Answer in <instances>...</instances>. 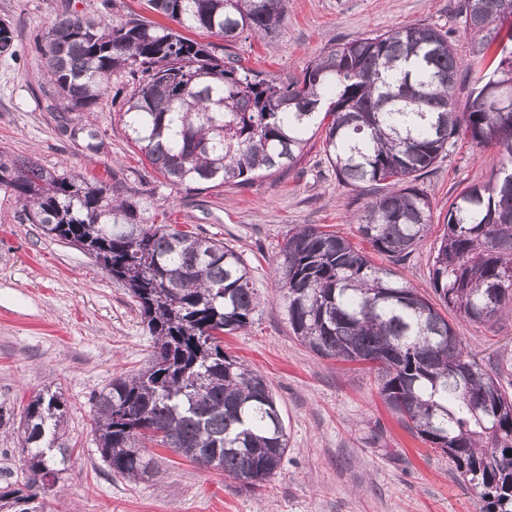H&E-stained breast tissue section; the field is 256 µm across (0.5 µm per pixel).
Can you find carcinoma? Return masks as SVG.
Listing matches in <instances>:
<instances>
[{"label": "carcinoma", "instance_id": "obj_1", "mask_svg": "<svg viewBox=\"0 0 512 512\" xmlns=\"http://www.w3.org/2000/svg\"><path fill=\"white\" fill-rule=\"evenodd\" d=\"M184 30L237 40L278 28L285 0H150ZM512 0H459L476 39L478 77L463 109L455 100L462 59L449 33L411 25L330 47L302 77L277 82L163 24L97 23L62 16L45 37L47 72L68 113L88 112L112 73L138 76L118 113L127 134L169 185L243 186L297 165L324 131L323 149L342 183L374 189L358 231L379 255L403 262L432 227L418 181L459 139L502 152L500 168L448 207L432 258L440 305L474 323L512 312ZM0 188L49 236L95 257L134 299L154 339L144 368L112 379L91 399L99 452L129 481L154 470L147 444L172 448L263 487L288 453L267 379L224 352V334L246 329L258 301L247 267L213 237L154 224L147 207L113 186L0 154ZM276 283L296 339L322 358L374 371L384 404L448 455L483 512H512V398L464 348L438 306L346 238L315 224L286 234ZM470 366L461 375L456 368ZM68 413L56 393L31 396L20 416L28 473L0 490V512L32 505L62 478L67 448L54 447Z\"/></svg>", "mask_w": 512, "mask_h": 512}]
</instances>
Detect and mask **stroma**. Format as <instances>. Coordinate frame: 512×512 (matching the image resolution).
<instances>
[{
  "instance_id": "stroma-1",
  "label": "stroma",
  "mask_w": 512,
  "mask_h": 512,
  "mask_svg": "<svg viewBox=\"0 0 512 512\" xmlns=\"http://www.w3.org/2000/svg\"><path fill=\"white\" fill-rule=\"evenodd\" d=\"M458 0H287L272 36L234 50L247 66L286 80L341 40L407 24L449 32L462 58L471 37L455 18ZM71 13L117 24L156 20L147 0H0V21L16 33L14 56H0V153L37 159L143 199L154 219L224 241L259 290L254 323L225 335L224 350L269 381L288 434V453L269 488L255 493L223 472L154 447L149 481L114 478L91 429V398L113 377L143 366L152 338L126 287L94 257L44 235L24 207L0 189V411L11 413L47 389L67 402L68 470L44 498L45 512H481L446 454L413 434L356 366L316 356L296 340L276 288V257L289 228L328 226L359 243L354 215L370 198L338 182L314 137L288 172L238 187L185 191L169 185L132 144L118 105L58 127L59 101L37 39ZM496 147L458 142L420 186L432 202V228L398 274L427 299L434 250L449 205L498 168ZM458 336L487 372L512 391V315L492 324L451 317Z\"/></svg>"
}]
</instances>
